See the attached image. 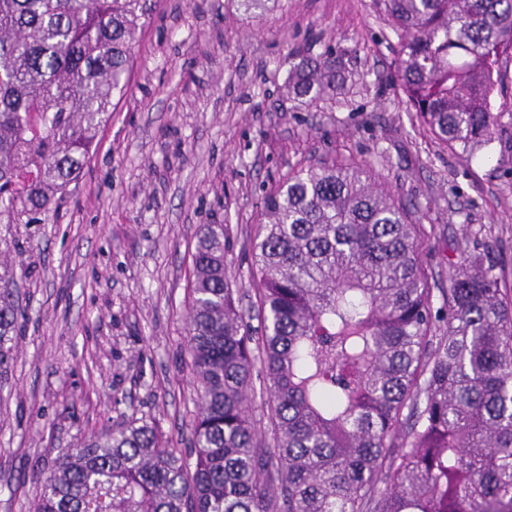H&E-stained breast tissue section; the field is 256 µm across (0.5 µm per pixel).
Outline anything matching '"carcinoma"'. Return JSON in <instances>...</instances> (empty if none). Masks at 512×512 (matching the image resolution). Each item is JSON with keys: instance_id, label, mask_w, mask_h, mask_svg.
I'll return each instance as SVG.
<instances>
[{"instance_id": "1", "label": "carcinoma", "mask_w": 512, "mask_h": 512, "mask_svg": "<svg viewBox=\"0 0 512 512\" xmlns=\"http://www.w3.org/2000/svg\"><path fill=\"white\" fill-rule=\"evenodd\" d=\"M377 2L409 111L471 162L504 107L512 0ZM150 11L151 0H0V224L55 214L127 89ZM291 55L292 100L347 89L331 46ZM257 224L252 311L226 272L224 225L198 226L192 448L138 419L106 427L36 472L27 512H512L504 271L458 244L434 308L420 220L367 162L326 157L288 171ZM26 252L0 244V370L29 321L9 290ZM258 363L271 451L248 413Z\"/></svg>"}]
</instances>
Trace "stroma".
<instances>
[{"label":"stroma","mask_w":512,"mask_h":512,"mask_svg":"<svg viewBox=\"0 0 512 512\" xmlns=\"http://www.w3.org/2000/svg\"><path fill=\"white\" fill-rule=\"evenodd\" d=\"M333 46L343 94L288 100V53ZM397 39L375 0H158L129 85L54 220L0 224L30 243L14 294L29 321L0 375V512H25L31 471L90 433L137 418L191 445L196 397L186 315L202 224L224 227L244 305L259 203L288 170L370 162L420 217L422 265L442 304L447 258L477 238L512 275V109L470 164L430 138L393 82Z\"/></svg>","instance_id":"35a3bbf8"}]
</instances>
